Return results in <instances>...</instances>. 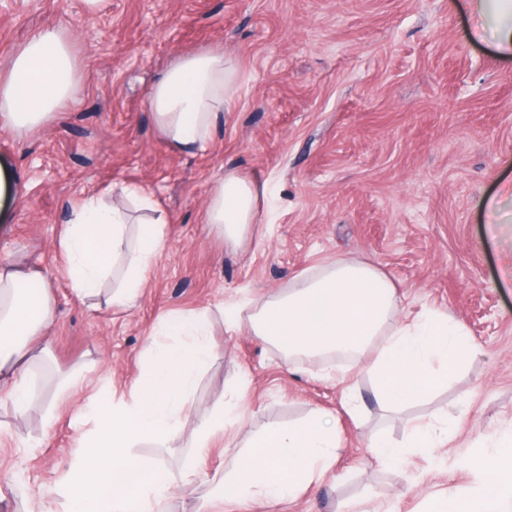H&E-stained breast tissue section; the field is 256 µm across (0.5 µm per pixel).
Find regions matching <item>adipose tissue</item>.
Masks as SVG:
<instances>
[{
    "label": "adipose tissue",
    "instance_id": "obj_1",
    "mask_svg": "<svg viewBox=\"0 0 512 512\" xmlns=\"http://www.w3.org/2000/svg\"><path fill=\"white\" fill-rule=\"evenodd\" d=\"M472 39L491 40L512 55V0H469ZM76 63L65 36L55 29L32 33L7 73L0 75V118L19 131L65 111L73 96ZM239 91V71L223 52L208 50L180 58L152 88L148 108L171 149L208 142L221 112ZM120 196L151 211L129 236V215L120 204L91 196L70 209L60 233L65 274L74 295H93L110 275L116 257L126 259L111 306L133 304L148 272L164 251L160 204L146 191L123 185ZM207 222L230 244H238L258 223L265 190L238 169H225L209 189ZM228 324L247 322L254 336L290 357L368 359L377 402L383 410L427 398L461 369L474 346L466 327L436 312L407 314L393 282L376 266L345 257L300 276L288 290L264 301L233 303L223 309ZM56 321L55 300L37 272L0 262V400L20 413L29 408V375L17 367ZM451 436L447 421H418L406 442L381 432L369 451L381 465L403 469L415 453L435 455ZM335 418L314 411L288 426L269 425L246 448L229 453L224 472L213 480L211 501L245 504L281 502L308 490L335 462ZM477 487L448 502V512H512V443L497 442L471 458Z\"/></svg>",
    "mask_w": 512,
    "mask_h": 512
}]
</instances>
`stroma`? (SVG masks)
<instances>
[{
	"mask_svg": "<svg viewBox=\"0 0 512 512\" xmlns=\"http://www.w3.org/2000/svg\"><path fill=\"white\" fill-rule=\"evenodd\" d=\"M470 25L458 0H0V72L42 27L68 38L77 64L66 111L21 133L0 126V161L17 177L0 260L42 272L57 309L49 345L28 363L29 409L0 401V512H65L59 490L84 425L109 394L131 390L163 317L205 307L213 359L179 435L137 447L169 474L164 512H210L185 490V462L204 418L233 392L239 418L214 436L202 473L222 472L226 452L267 424L315 409L335 414L341 450L295 500L227 502L222 512H338L348 498L432 512L439 496L473 492L467 458L512 437V222L500 221L512 200L486 206L512 184V58L470 40ZM207 49L238 65L237 100L207 144L175 152L147 94L167 66ZM228 167L267 187L268 211L238 246L206 222L208 190ZM115 184L143 187L167 221L165 250L126 309L108 304L114 278L76 297L59 249L70 206ZM339 256L379 267L408 312L466 326L476 351L429 400L381 414L363 366L331 379L333 362L288 359L215 310L285 291ZM349 385L367 408L358 422L342 408ZM430 417L454 431L441 462L373 463V430L399 441Z\"/></svg>",
	"mask_w": 512,
	"mask_h": 512,
	"instance_id": "1",
	"label": "stroma"
}]
</instances>
